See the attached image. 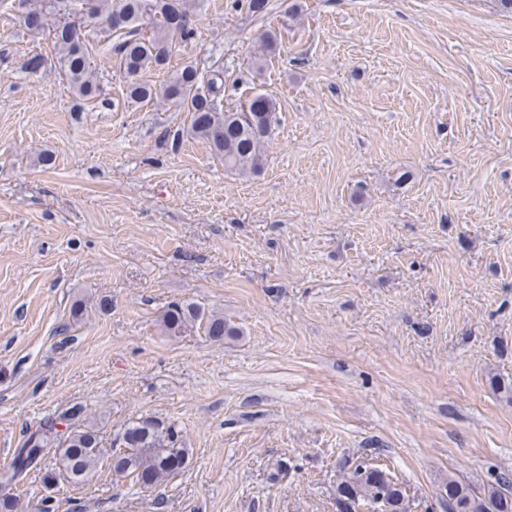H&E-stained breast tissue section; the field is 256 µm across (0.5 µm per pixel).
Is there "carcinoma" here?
I'll list each match as a JSON object with an SVG mask.
<instances>
[{"mask_svg":"<svg viewBox=\"0 0 512 512\" xmlns=\"http://www.w3.org/2000/svg\"><path fill=\"white\" fill-rule=\"evenodd\" d=\"M73 0H18L22 13L36 20L25 25L31 32L49 30L61 72L73 96L85 102L97 99L101 87L92 68L93 54L108 49L125 81L127 100L143 106L164 104L187 113L188 134L205 141L224 170L237 175L254 174L263 168L266 145L278 122L275 99L263 93L252 95L234 109H224V68L199 69L185 65L169 69L175 53L191 43L197 33L193 0H82L83 10L95 18L92 30L71 18ZM267 0H233L232 7L251 16L265 12ZM177 14L182 24H170L168 15ZM124 14V30L112 29L110 20ZM169 74L162 82L154 75ZM164 328L180 333L197 323L213 339L240 335L224 316L206 313L194 303H175L162 317ZM83 409L72 407L55 419L41 423L26 434L15 450L10 467L0 482L11 485L41 468L47 454H53L58 468L75 484L85 482L104 460L94 425L79 424ZM65 429L60 430L58 426ZM122 451L110 456V468L136 484L152 487L179 473L187 462V451L177 446L172 428L145 418L124 430L118 438ZM446 498L456 501L463 512H512V478L493 476L483 492L450 475L444 485ZM384 500L390 512H410L404 487L384 469L362 462L344 475L336 487V500L353 506H373Z\"/></svg>","mask_w":512,"mask_h":512,"instance_id":"cac0c4a2","label":"carcinoma"}]
</instances>
